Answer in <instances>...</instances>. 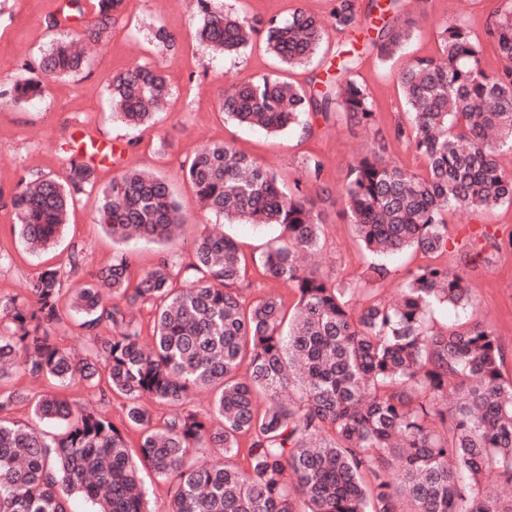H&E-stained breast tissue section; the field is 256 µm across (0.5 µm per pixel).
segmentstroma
Segmentation results:
<instances>
[{"label": "stroma", "instance_id": "obj_1", "mask_svg": "<svg viewBox=\"0 0 512 512\" xmlns=\"http://www.w3.org/2000/svg\"><path fill=\"white\" fill-rule=\"evenodd\" d=\"M63 0H0V297L22 293L23 286L45 266L64 272L63 288L75 292L89 274L112 262L118 246L101 225L94 221L97 196L82 194L69 217L60 241L32 255L13 233L15 217L9 199L21 178L30 173L65 177L66 157L60 145L76 129L91 131L97 142L115 156L96 168L99 185L131 170H148L164 176L177 201L184 226L176 243L182 262H189L194 241L204 226L217 222L203 211L195 191L183 176L189 159L203 145L230 141L236 147L270 167L285 187L300 185L308 195L320 196L323 212L322 249L318 256L303 263L319 274L359 283L366 267L365 256L354 230L343 214L341 192L348 166L369 153L377 143H385L391 161L413 170L423 162L407 141L394 136V127L408 123L409 117L397 83V73L406 60L439 57L438 28L441 23L464 19L477 38H485L494 20L495 9L505 0H475L470 11H463L460 0H404V12L416 21L414 34L402 56L380 60L365 51L368 0H355L360 13L355 27L344 32L329 30L328 38L313 61L306 66H281L266 52L261 40H254L244 53L224 57L197 44L194 26L199 18L197 0H126L124 13L112 29L109 41L87 47L89 66L72 78L46 82L42 98L14 103L8 96L16 80L38 77L36 61L56 33L46 21ZM224 10L241 12L255 19L285 18L295 9L330 18L336 0H219ZM166 29L177 41L167 45L156 32ZM361 51L354 70L355 79L371 97L376 123L368 130L350 122L344 114L330 118L313 115L309 130L292 129L277 134L252 129L227 120L219 109L224 94L243 79L276 75L280 80L309 87L312 77L324 75L336 51ZM146 64L159 68L167 77L172 94L154 121L132 130L113 121L107 95L110 76L128 67ZM317 158L322 164L319 180H307L305 162ZM448 247L427 258L406 252L387 257L390 271L382 281L370 284L368 291L356 293L353 308L392 296L410 271L428 261L447 267L470 280L476 303L467 312L439 308L438 323L465 318L489 325L498 337L505 357L503 373L512 377V205L494 210L449 213ZM246 257H260L278 236L277 227L258 224H223ZM82 249V268L69 269L73 247ZM46 379H36L14 369L0 379V393H18L22 399L11 410L13 419L46 430V423L32 412L34 398L50 390Z\"/></svg>", "mask_w": 512, "mask_h": 512}]
</instances>
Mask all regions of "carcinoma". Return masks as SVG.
Segmentation results:
<instances>
[{
	"mask_svg": "<svg viewBox=\"0 0 512 512\" xmlns=\"http://www.w3.org/2000/svg\"><path fill=\"white\" fill-rule=\"evenodd\" d=\"M123 8L124 0H98L81 38L52 19L59 33L38 58L40 72L81 71L87 57L77 43L112 32ZM375 10L368 49L382 59L402 54L416 22L401 15V0H369L367 14ZM356 22L354 0H338L332 27ZM257 34L280 64L294 67L311 62L327 28L303 9L285 21H257L200 0V43L240 54ZM487 36L502 62L495 73L458 19L439 29V58L410 59L397 74L410 124H397L394 135L410 142L424 172L387 161L382 146L349 166L342 201L370 259L367 282L387 278L382 256L446 250L449 210L512 205V174L497 161L512 151L511 7L496 13ZM337 58L336 78L314 79L308 91L272 75L241 81L220 111L271 133L308 130L312 113L327 119L341 111L373 124L370 95L352 75L357 57L347 50ZM44 91L25 79L13 84L12 99ZM108 94L112 117L136 128L153 119L171 87L160 70L135 65L113 75ZM67 171L64 181L26 176L11 196L14 228L31 253L53 246L77 195L96 189V223L113 240L154 242L165 254L134 277L120 252L70 297L68 315L88 342L84 359L52 340L64 326L58 269L39 272L22 298L0 297V378L20 355L32 376L80 381L103 399L123 396L125 422L139 431L137 455L110 418L84 404L41 395L35 416L62 424L47 435L10 417L23 395L0 396V512H68L74 493L93 512H150L143 470L170 483L168 512H296L299 502L303 512H512V496L486 487L493 477L512 489V378L503 374L498 338L485 324L431 323L440 304L474 306L466 277L427 264L399 284L398 301L352 308L356 289L300 264L302 254L320 250L317 201L283 191L269 168L223 141L201 147L186 175L206 211L281 229L286 243L267 250L262 275L293 287L298 300L290 310L278 296L245 306L247 258L232 237L210 232L198 236L184 285L175 288L182 220L167 181L133 170L98 189L95 169L71 151ZM144 307L153 321L149 347L128 313ZM193 389L213 390L219 426L191 410L156 426L141 404L147 396L182 405ZM241 452L244 468L231 462Z\"/></svg>",
	"mask_w": 512,
	"mask_h": 512,
	"instance_id": "obj_1",
	"label": "carcinoma"
}]
</instances>
